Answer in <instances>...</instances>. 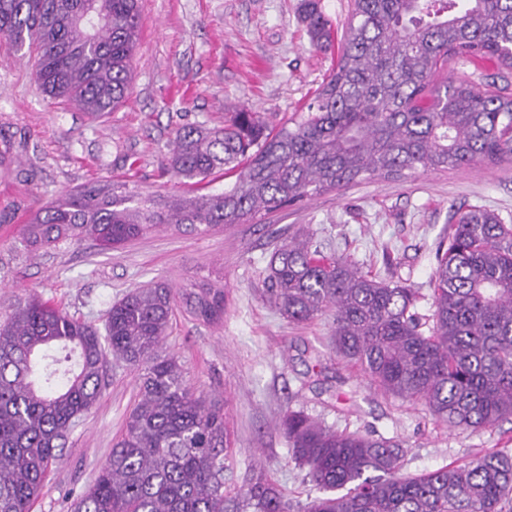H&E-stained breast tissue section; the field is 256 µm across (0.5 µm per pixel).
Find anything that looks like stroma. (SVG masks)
<instances>
[{
	"mask_svg": "<svg viewBox=\"0 0 512 512\" xmlns=\"http://www.w3.org/2000/svg\"><path fill=\"white\" fill-rule=\"evenodd\" d=\"M299 4L139 0L131 95L100 117L42 94L34 56L0 47V316L37 295L100 328L115 301L153 281L223 286V318L206 323L177 308L162 349L177 356L192 389L226 400L238 478L263 466L289 499L303 503L318 491L278 429L286 409L339 430L400 438L412 474L512 449V421L477 433L453 429L370 389L357 367L336 357L330 318L294 324L266 301L275 242L308 227L325 254L429 293L456 212L481 208L512 219V160L374 178L244 224L206 233L163 226L112 250L87 241L33 251L19 242L41 206L96 180L125 179L142 193L182 190L181 178L162 171L180 127L218 128L226 113L249 107L276 128L304 106L338 50L312 44ZM463 75L512 95V72L491 61L452 59L436 78ZM316 359L317 374L310 370ZM137 392V370L109 363L96 405L74 428L31 512H68L106 462Z\"/></svg>",
	"mask_w": 512,
	"mask_h": 512,
	"instance_id": "obj_1",
	"label": "stroma"
}]
</instances>
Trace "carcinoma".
<instances>
[{
  "label": "carcinoma",
  "instance_id": "1",
  "mask_svg": "<svg viewBox=\"0 0 512 512\" xmlns=\"http://www.w3.org/2000/svg\"><path fill=\"white\" fill-rule=\"evenodd\" d=\"M301 7L313 44L330 46L321 0ZM139 35L138 0H0V45L36 53L41 92L95 116L128 98ZM450 57L512 71V0H350L336 66L279 128L249 108L219 129L180 128L168 165L187 189L165 207L102 180L39 208L21 242L112 250L162 224L207 232L375 175L511 160L512 96L465 77L433 82ZM219 172L236 181L207 190ZM431 281L422 315L419 289L364 275L299 231L274 247L266 291L292 323L330 317L336 356L378 391L450 428H493L512 417V224L484 210L455 215ZM179 302L206 323L224 316V289L157 282L115 302L103 335L37 296L0 319V512H30L111 359L138 370L139 394L73 512H512L511 451L406 474L396 438L338 431L290 408L279 429L322 495L295 504L262 468L227 490L226 411L161 351Z\"/></svg>",
  "mask_w": 512,
  "mask_h": 512
}]
</instances>
